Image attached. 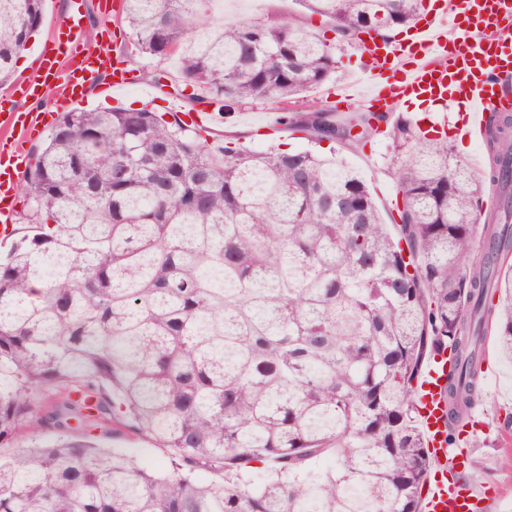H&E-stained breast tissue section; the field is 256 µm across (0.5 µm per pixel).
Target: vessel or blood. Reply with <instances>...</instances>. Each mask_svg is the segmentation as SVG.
Returning <instances> with one entry per match:
<instances>
[{
    "label": "vessel or blood",
    "instance_id": "b4317fda",
    "mask_svg": "<svg viewBox=\"0 0 512 512\" xmlns=\"http://www.w3.org/2000/svg\"><path fill=\"white\" fill-rule=\"evenodd\" d=\"M85 7V0H69L39 67L21 81L31 108L0 113V226L12 225L19 185L30 165L27 145L44 125L41 88L54 85L57 102L67 103L82 99L107 72L114 92L128 85L120 56L99 53L81 42ZM511 27L512 0H438L433 16L413 25L409 47L366 39L362 52L371 63V106L391 112L412 98L459 101L465 110L454 124L455 135L482 139L491 113L512 110V44L499 36ZM447 374V355L434 356L421 386L420 425L437 460L454 453L439 394ZM425 499V512H476L481 503L471 489L443 480L430 485Z\"/></svg>",
    "mask_w": 512,
    "mask_h": 512
}]
</instances>
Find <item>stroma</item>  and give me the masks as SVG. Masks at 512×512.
Returning a JSON list of instances; mask_svg holds the SVG:
<instances>
[{
	"label": "stroma",
	"instance_id": "35a3bbf8",
	"mask_svg": "<svg viewBox=\"0 0 512 512\" xmlns=\"http://www.w3.org/2000/svg\"><path fill=\"white\" fill-rule=\"evenodd\" d=\"M97 2L87 0L88 20L82 39L92 48L129 60L134 83L118 94L90 91L80 100V107H145L156 112L172 110L180 117L196 111L199 106L196 93L193 88L183 85L178 59L136 55L129 30L120 19V11L101 12ZM66 7L67 0H45L43 20L20 55L22 64L15 67L13 82H20L36 67L51 36V25ZM213 11L228 24L246 21L266 24L287 17L308 26L335 45L339 61L335 75L311 92V99L342 114L367 111L363 97L369 85L368 59L362 56L358 44L339 42L330 23L316 15L308 16L293 0H218ZM175 94L181 99V107L177 110L170 107L171 97ZM283 109L282 103L274 101L248 103L232 117L217 119L208 128L209 137L220 140L231 136L261 149L277 144L297 150L311 148V141L304 139L302 133L278 123ZM336 155L362 173L375 192L383 218H390L396 198L392 172L400 161L391 137L379 135L372 145L364 148L340 147ZM482 350V372L487 379L481 384L480 396L472 411L481 426L464 443L463 472L468 485L475 490L487 486L498 488V496L485 500L483 512H512V423L506 420L507 414L512 413V361L499 352L494 336H486ZM97 434L106 447L134 457L147 469L165 467L171 454L170 449L155 447L149 438L123 426L109 425L98 429Z\"/></svg>",
	"mask_w": 512,
	"mask_h": 512
}]
</instances>
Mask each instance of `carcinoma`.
I'll list each match as a JSON object with an SVG mask.
<instances>
[{"label": "carcinoma", "instance_id": "cac0c4a2", "mask_svg": "<svg viewBox=\"0 0 512 512\" xmlns=\"http://www.w3.org/2000/svg\"><path fill=\"white\" fill-rule=\"evenodd\" d=\"M123 2L135 50L178 55L226 117L338 68L335 46L287 19ZM297 2L347 44L423 9ZM42 12L0 0V85ZM382 122L404 155L391 226L358 171L315 151L211 143L145 108L62 113L23 180L32 224L0 256V447L44 423L39 401L81 435L0 463V512H424L422 372L449 352L451 441L478 398L485 326L512 359V280L496 276L512 259V114L490 116L481 173L447 131L399 115L314 102L282 117L332 152ZM112 423L173 449L171 469L98 447Z\"/></svg>", "mask_w": 512, "mask_h": 512}]
</instances>
